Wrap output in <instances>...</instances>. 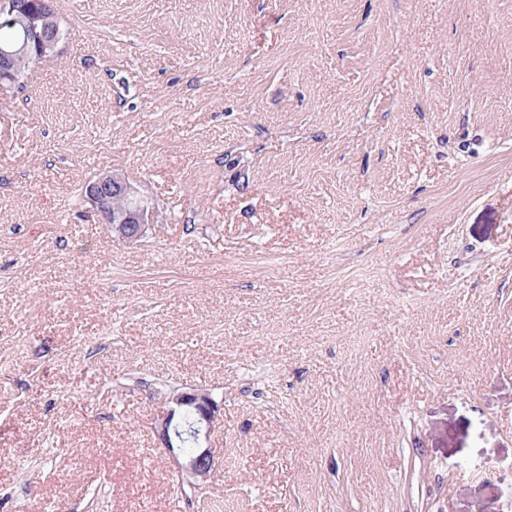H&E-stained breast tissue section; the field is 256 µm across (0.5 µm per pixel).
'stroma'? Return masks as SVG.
<instances>
[{
	"label": "stroma",
	"instance_id": "1",
	"mask_svg": "<svg viewBox=\"0 0 512 512\" xmlns=\"http://www.w3.org/2000/svg\"><path fill=\"white\" fill-rule=\"evenodd\" d=\"M53 6L0 92V512H512V0ZM111 169L140 242L76 201ZM164 404L166 411L154 424L158 440L169 453L184 492L185 485L193 490L202 489L214 469L210 435L221 424L224 408L202 386L174 388L165 396ZM189 415L193 417L189 430L194 448L187 451L181 434L182 422Z\"/></svg>",
	"mask_w": 512,
	"mask_h": 512
}]
</instances>
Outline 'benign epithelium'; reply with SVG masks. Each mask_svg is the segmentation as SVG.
<instances>
[{
	"label": "benign epithelium",
	"instance_id": "benign-epithelium-1",
	"mask_svg": "<svg viewBox=\"0 0 512 512\" xmlns=\"http://www.w3.org/2000/svg\"><path fill=\"white\" fill-rule=\"evenodd\" d=\"M0 13L16 24L22 23L27 43L0 47V74L12 73L19 57L30 47L41 52L52 50L57 34L49 31L42 16L18 0H4ZM83 201L89 203L108 225L112 238L137 243L154 223V211L137 187L119 170H106L82 187ZM166 411L154 424L158 440L170 455L179 481L199 490L214 469V453L209 439L221 424L224 408L209 389L190 386L172 389L164 398Z\"/></svg>",
	"mask_w": 512,
	"mask_h": 512
}]
</instances>
